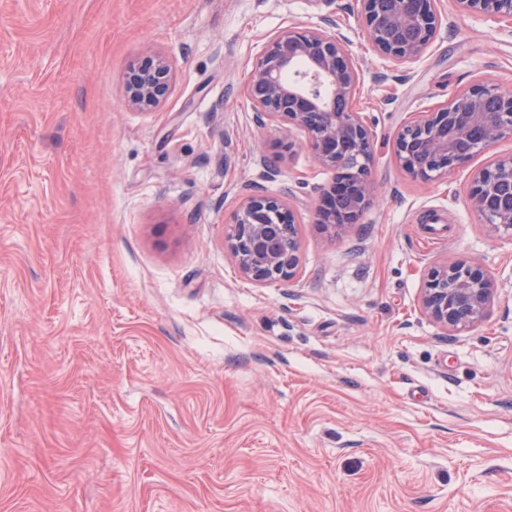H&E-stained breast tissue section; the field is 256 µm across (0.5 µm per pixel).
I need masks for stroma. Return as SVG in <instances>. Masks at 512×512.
Instances as JSON below:
<instances>
[{
  "label": "stroma",
  "instance_id": "stroma-1",
  "mask_svg": "<svg viewBox=\"0 0 512 512\" xmlns=\"http://www.w3.org/2000/svg\"><path fill=\"white\" fill-rule=\"evenodd\" d=\"M437 10L395 70L355 0H0V512H512V241L467 203L487 157L421 181L393 153L472 83L512 88V30ZM327 17L378 190L336 236L332 172L247 94L272 37ZM149 50L176 76L144 113L123 83ZM253 187L297 214L292 280L254 285L227 248ZM457 258L499 289L448 336L420 289Z\"/></svg>",
  "mask_w": 512,
  "mask_h": 512
}]
</instances>
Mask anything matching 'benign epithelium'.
Returning a JSON list of instances; mask_svg holds the SVG:
<instances>
[{
	"label": "benign epithelium",
	"instance_id": "benign-epithelium-1",
	"mask_svg": "<svg viewBox=\"0 0 512 512\" xmlns=\"http://www.w3.org/2000/svg\"><path fill=\"white\" fill-rule=\"evenodd\" d=\"M458 10L499 18L512 25V0H453ZM369 49L402 67L429 48L439 17L436 0H356ZM312 30L286 29L257 60L248 95L257 121L287 123L304 133L317 165L334 173L324 200L345 199L348 207L322 205L317 223L343 231L357 223L375 195L371 177L372 132L352 101L361 73L336 23ZM174 83L172 61L156 52L134 62L124 80L128 106L153 112L167 100ZM482 139L472 141L475 129ZM512 138V90L478 81L448 102L402 126L393 152L400 168L420 180L440 178ZM468 206L488 232L512 241V154L495 156L472 173ZM296 219L278 195H246L226 235L239 274L256 285L289 281L299 263ZM497 291L493 274L467 260L431 266L421 288L425 314L446 334L456 335L482 322Z\"/></svg>",
	"mask_w": 512,
	"mask_h": 512
}]
</instances>
